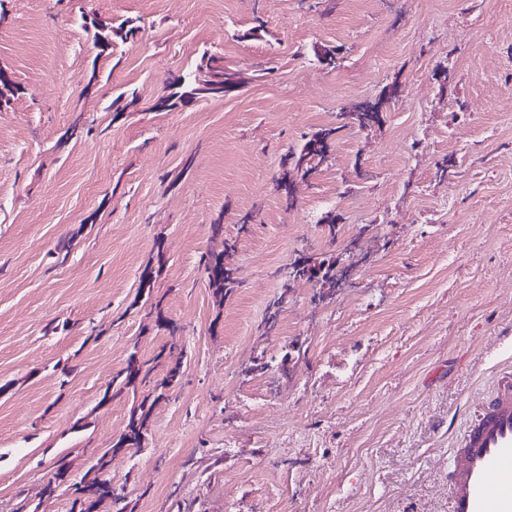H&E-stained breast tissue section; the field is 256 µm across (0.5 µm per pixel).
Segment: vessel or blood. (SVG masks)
<instances>
[{
	"mask_svg": "<svg viewBox=\"0 0 512 512\" xmlns=\"http://www.w3.org/2000/svg\"><path fill=\"white\" fill-rule=\"evenodd\" d=\"M449 512H512V372L461 432L448 470Z\"/></svg>",
	"mask_w": 512,
	"mask_h": 512,
	"instance_id": "obj_1",
	"label": "vessel or blood"
}]
</instances>
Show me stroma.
<instances>
[{"label": "stroma", "instance_id": "1", "mask_svg": "<svg viewBox=\"0 0 512 512\" xmlns=\"http://www.w3.org/2000/svg\"><path fill=\"white\" fill-rule=\"evenodd\" d=\"M93 19L136 33L103 51ZM212 54L235 91L156 109ZM0 66V512H71L152 393L112 384L133 353L182 375L104 512H448L454 441L512 366V0H13ZM303 256L335 282L289 279ZM205 272L210 287L215 288L216 293L231 291L237 284L233 270L224 265V251L210 253L205 263Z\"/></svg>", "mask_w": 512, "mask_h": 512}]
</instances>
